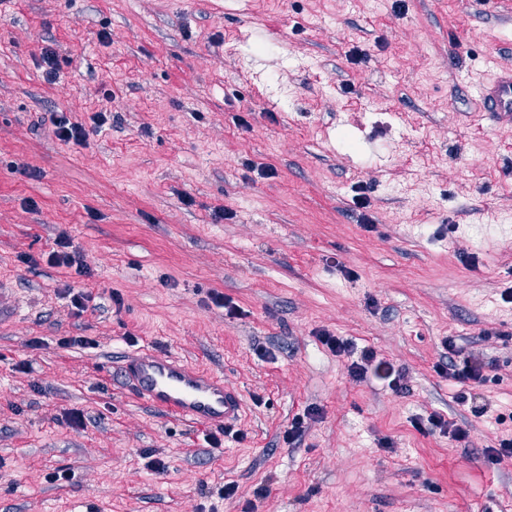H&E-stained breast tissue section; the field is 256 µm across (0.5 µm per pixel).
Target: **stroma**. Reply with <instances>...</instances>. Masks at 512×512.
Segmentation results:
<instances>
[{"instance_id":"1","label":"stroma","mask_w":512,"mask_h":512,"mask_svg":"<svg viewBox=\"0 0 512 512\" xmlns=\"http://www.w3.org/2000/svg\"><path fill=\"white\" fill-rule=\"evenodd\" d=\"M507 64L490 0H0V512H512V124L474 115ZM147 347L242 393L220 447L124 385ZM469 356L483 385L440 374ZM54 132L58 139L76 146H83L87 143L90 131L81 123L71 122L64 114H56L52 118ZM59 249L53 250L48 255V261L56 265H65L68 268H74L75 273L78 275H85L88 273V266L85 263L83 256L72 248L70 239L64 233L59 237L56 244ZM19 306V301L14 294V289L4 281H0V326L10 323Z\"/></svg>"}]
</instances>
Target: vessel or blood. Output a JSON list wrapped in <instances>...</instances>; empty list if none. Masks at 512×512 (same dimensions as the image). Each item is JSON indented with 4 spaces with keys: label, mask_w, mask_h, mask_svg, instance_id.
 <instances>
[{
    "label": "vessel or blood",
    "mask_w": 512,
    "mask_h": 512,
    "mask_svg": "<svg viewBox=\"0 0 512 512\" xmlns=\"http://www.w3.org/2000/svg\"><path fill=\"white\" fill-rule=\"evenodd\" d=\"M479 109L512 121V67H499L477 87ZM19 306L13 288L0 281V326L12 321ZM127 388L138 399L168 416L226 428L244 413L242 394L223 374L185 363L168 353L143 349L127 356L122 366Z\"/></svg>",
    "instance_id": "obj_1"
}]
</instances>
